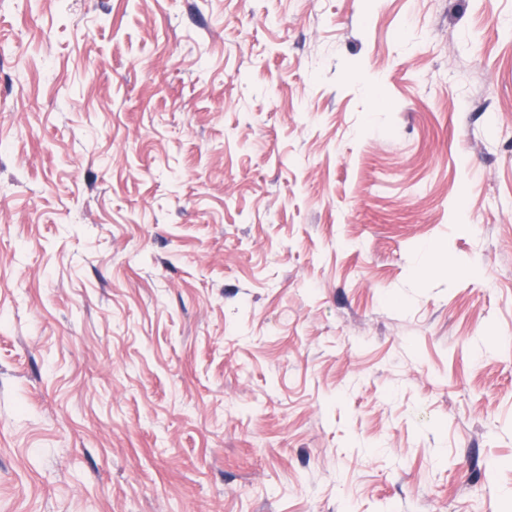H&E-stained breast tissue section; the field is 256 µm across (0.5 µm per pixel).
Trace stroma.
<instances>
[{"instance_id": "obj_1", "label": "stroma", "mask_w": 512, "mask_h": 512, "mask_svg": "<svg viewBox=\"0 0 512 512\" xmlns=\"http://www.w3.org/2000/svg\"><path fill=\"white\" fill-rule=\"evenodd\" d=\"M512 0H0V512H512Z\"/></svg>"}]
</instances>
